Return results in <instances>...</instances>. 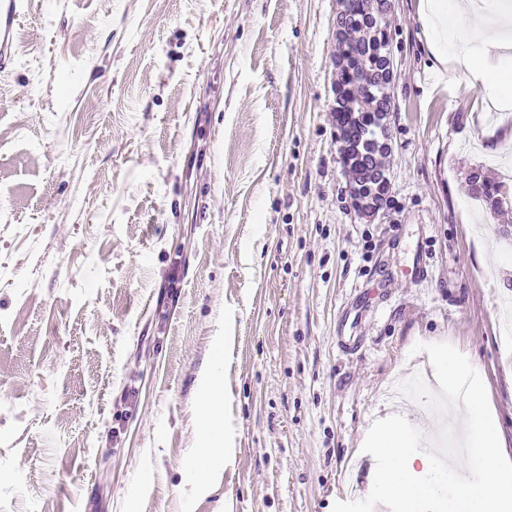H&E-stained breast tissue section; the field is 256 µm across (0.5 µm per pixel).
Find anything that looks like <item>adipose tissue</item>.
<instances>
[{"label":"adipose tissue","mask_w":512,"mask_h":512,"mask_svg":"<svg viewBox=\"0 0 512 512\" xmlns=\"http://www.w3.org/2000/svg\"><path fill=\"white\" fill-rule=\"evenodd\" d=\"M416 13L431 60L429 73L441 81L449 65L481 86L487 104L501 117L484 130L486 139L512 143V0H417Z\"/></svg>","instance_id":"ef3b65f1"}]
</instances>
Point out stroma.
<instances>
[{
	"label": "stroma",
	"instance_id": "stroma-1",
	"mask_svg": "<svg viewBox=\"0 0 512 512\" xmlns=\"http://www.w3.org/2000/svg\"><path fill=\"white\" fill-rule=\"evenodd\" d=\"M337 10L30 0L0 75V512H332L371 490L374 420L429 424L399 389L437 386L419 343L466 355L512 460V207L466 181L512 158L392 0L389 200L354 212Z\"/></svg>",
	"mask_w": 512,
	"mask_h": 512
}]
</instances>
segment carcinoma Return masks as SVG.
I'll list each match as a JSON object with an SVG mask.
<instances>
[{
  "label": "carcinoma",
  "instance_id": "carcinoma-1",
  "mask_svg": "<svg viewBox=\"0 0 512 512\" xmlns=\"http://www.w3.org/2000/svg\"><path fill=\"white\" fill-rule=\"evenodd\" d=\"M348 14L336 32L335 107L338 138L347 146L341 157L355 174L348 184L349 195L366 202L384 200L386 186L384 159L388 151L381 139L391 112L388 94L389 72L386 54L392 52L385 16L377 14L374 0H349ZM512 186L498 178L484 177L480 186H470V197L485 201V196Z\"/></svg>",
  "mask_w": 512,
  "mask_h": 512
}]
</instances>
